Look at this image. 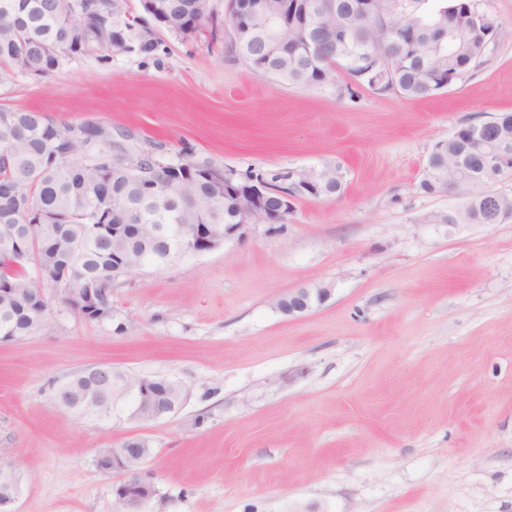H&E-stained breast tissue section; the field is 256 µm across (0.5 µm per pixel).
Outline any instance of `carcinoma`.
Segmentation results:
<instances>
[{
  "label": "carcinoma",
  "mask_w": 512,
  "mask_h": 512,
  "mask_svg": "<svg viewBox=\"0 0 512 512\" xmlns=\"http://www.w3.org/2000/svg\"><path fill=\"white\" fill-rule=\"evenodd\" d=\"M260 13L252 19L233 17L235 57L249 71L280 85L329 86L337 75L350 78L339 91L354 95L366 86L407 98H429L448 89L479 65L497 37L493 17L473 0H253ZM239 9L238 0H0V89L20 75L43 77L69 60L128 55H158L164 31L191 41L202 32L224 37V11ZM288 14V27L275 36L280 54L252 49L264 40L267 18ZM112 126L56 124L43 113L0 106V224H35V236L20 249H0V338L48 331V302L40 293L56 289L27 268L63 255L74 245L82 251L73 268L74 281L107 289L102 309L112 318V252L125 254L130 272L137 270L140 243L112 242L97 229L117 217L139 225V236H153L155 224H233L235 200L224 195V170L192 160L186 151L166 160L144 149L136 155L115 154ZM434 154L442 160L419 184L434 195L448 187L464 203L431 216L434 224H489L512 219V195L491 186L512 173V115L459 127L438 140ZM318 195L340 193L339 168L319 170ZM242 181L260 182L279 198L292 183L293 172L265 177L249 172ZM130 376L114 369L108 383L90 385L89 370L63 384L70 394L64 407L79 415L105 416L112 398ZM141 448L148 440L132 436L97 449L119 454Z\"/></svg>",
  "instance_id": "obj_1"
}]
</instances>
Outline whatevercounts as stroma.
I'll list each match as a JSON object with an SVG mask.
<instances>
[{"label":"stroma","mask_w":512,"mask_h":512,"mask_svg":"<svg viewBox=\"0 0 512 512\" xmlns=\"http://www.w3.org/2000/svg\"><path fill=\"white\" fill-rule=\"evenodd\" d=\"M499 36L485 62L427 99L284 86L229 42L164 36L165 54L65 62L18 77L0 105L109 124L150 147L238 173L336 164L342 191L302 199L284 228L133 273L113 319L59 295L51 330L0 342V456L18 512H118L121 476L97 448L153 451L147 512H512V220L434 224L456 197L423 194L434 143L512 113V0H476ZM329 283L307 315L293 289ZM109 365L186 389L180 409L134 420L60 406L56 388ZM332 291L333 288L329 285L296 288L279 297L275 308L284 316L299 317L326 303L331 298Z\"/></svg>","instance_id":"obj_1"}]
</instances>
